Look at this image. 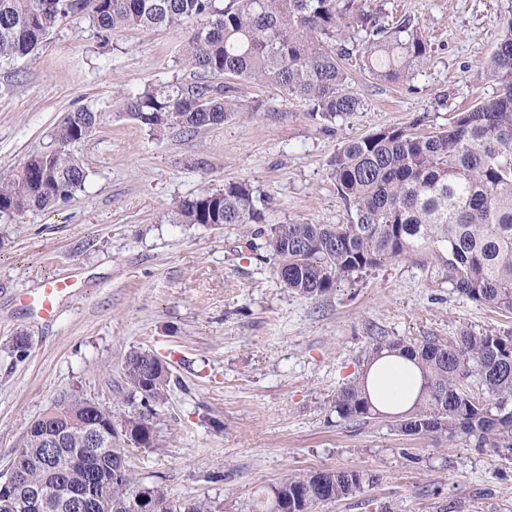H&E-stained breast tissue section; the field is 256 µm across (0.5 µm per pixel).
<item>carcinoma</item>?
Listing matches in <instances>:
<instances>
[{"label": "carcinoma", "mask_w": 512, "mask_h": 512, "mask_svg": "<svg viewBox=\"0 0 512 512\" xmlns=\"http://www.w3.org/2000/svg\"><path fill=\"white\" fill-rule=\"evenodd\" d=\"M91 10L103 31L171 28L195 21L182 44V64L205 76L222 74L268 85L330 121L362 107L349 90L343 60L357 55L371 78L405 82L430 57L419 27L405 18L393 26L365 10L361 0H0V61L35 52L71 15ZM499 93L460 112L447 128L418 134L384 127L353 138L331 160L336 190L347 207L343 224H276L266 248L284 288L318 299L343 279L386 262L439 257L448 284L460 295L512 313V16L485 62ZM263 101L240 102L207 83L146 86L128 97L132 119L151 131L195 133L224 123ZM88 107L68 114L52 143L15 172L0 174V218L46 210L85 188L87 172L71 147L96 128ZM174 224H259L263 214L250 186L229 182L220 192L178 199ZM398 354L420 371L419 398L394 420L416 437H464L476 448L512 449V330L435 336L371 337L364 361ZM126 398L141 414L117 420L112 410L73 393L23 436L7 469L13 492L0 494V512L23 507L29 488L44 482L66 499L46 512H212L206 500L174 503L147 486L130 462V448L155 446L151 416L166 403L173 373L150 349L129 353ZM342 420L366 424L383 417L361 380L345 383L332 400ZM109 425L122 438L90 447L92 428ZM56 439L50 448L47 436ZM374 476L355 470L288 472L263 488L253 512H314L322 503L360 493Z\"/></svg>", "instance_id": "obj_1"}]
</instances>
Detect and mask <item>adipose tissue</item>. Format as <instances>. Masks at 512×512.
Instances as JSON below:
<instances>
[{"instance_id": "1", "label": "adipose tissue", "mask_w": 512, "mask_h": 512, "mask_svg": "<svg viewBox=\"0 0 512 512\" xmlns=\"http://www.w3.org/2000/svg\"><path fill=\"white\" fill-rule=\"evenodd\" d=\"M364 384L385 411L399 412L412 404L420 384L417 368L397 355L386 354L365 371Z\"/></svg>"}]
</instances>
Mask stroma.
<instances>
[{
  "instance_id": "1",
  "label": "stroma",
  "mask_w": 512,
  "mask_h": 512,
  "mask_svg": "<svg viewBox=\"0 0 512 512\" xmlns=\"http://www.w3.org/2000/svg\"><path fill=\"white\" fill-rule=\"evenodd\" d=\"M389 22L419 25L432 56L410 81H373L346 61L361 110L320 122L274 88L211 77L240 100H264L224 124L185 134L149 131L127 97L147 85L191 84L176 28L100 30L85 14L47 35L34 57L0 65V171L17 170L80 107L98 112L73 148L85 188L47 211L0 222V473L27 427L81 391L115 418L141 412L121 392L126 355L166 356L174 382L152 418L156 444L131 462L171 500H207L214 512H252L262 486L294 470L376 475L356 497L319 512H512V450L463 438L406 436L390 418L340 419L337 388L361 375L372 336L512 330V314L453 292L431 255L392 261L319 299L289 292L267 261L256 224H173V200L247 182L266 225L340 224L346 208L330 161L345 141L383 127L447 125L496 95L482 64L512 0H365ZM78 280L52 318L28 294L49 279ZM27 334L24 360L7 345Z\"/></svg>"
}]
</instances>
